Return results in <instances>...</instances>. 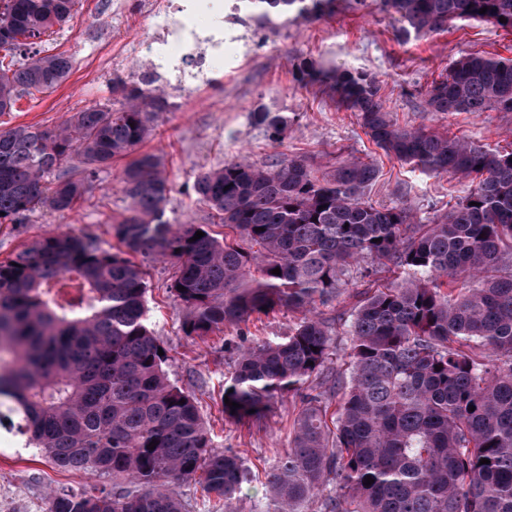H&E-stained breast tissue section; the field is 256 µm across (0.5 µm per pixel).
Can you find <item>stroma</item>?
Masks as SVG:
<instances>
[{
  "label": "stroma",
  "mask_w": 512,
  "mask_h": 512,
  "mask_svg": "<svg viewBox=\"0 0 512 512\" xmlns=\"http://www.w3.org/2000/svg\"><path fill=\"white\" fill-rule=\"evenodd\" d=\"M173 2L77 0L73 18L44 39L48 52L70 59L67 78L52 92L22 98L0 121L8 127H53L74 112L114 103V75L137 79L151 69L144 47L155 39L156 27L148 12L171 13ZM216 3V12H203L200 20L209 22L217 13L224 17L223 70H204L188 98L160 81L171 108L156 117L140 146L162 159L171 186L165 211L172 223L206 224L211 232L223 233L222 225L212 223L210 209L198 201L193 183L201 171L243 157L261 163L305 156L323 173L350 159L374 164L379 178L370 191L373 203L386 207L408 200L423 222L463 196L466 183L410 171L369 141L354 113L338 108L318 89L301 87L294 79V66L304 60L375 76L387 109L400 126L444 129L489 148L512 142V115L432 112L423 97L426 87L462 53L512 58V33L465 21L401 43L392 19L376 0L362 6L338 0L330 17L311 23L281 22L268 30L257 28L249 12L236 9V0ZM260 108L293 116L283 141H273L251 120V112ZM123 167L117 161L98 169L92 192L73 211L39 210L25 223L0 226V259L61 230L93 238L106 249H119L115 227L130 214ZM140 265L147 282L150 328L167 351L170 380L195 394L216 447L237 454L247 467L248 480L230 503V512H265L270 501L266 473L288 446L301 399L290 395L277 401L257 426L226 420L221 394L234 370L237 346L287 335L297 314L283 310L203 339L190 338L181 329L184 311L168 291L174 264L144 258ZM22 443L20 435L0 427V499L9 512H43L49 492L75 491L94 482V475L58 468L44 457L17 455Z\"/></svg>",
  "instance_id": "obj_1"
}]
</instances>
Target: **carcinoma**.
Segmentation results:
<instances>
[{
    "instance_id": "obj_1",
    "label": "carcinoma",
    "mask_w": 512,
    "mask_h": 512,
    "mask_svg": "<svg viewBox=\"0 0 512 512\" xmlns=\"http://www.w3.org/2000/svg\"><path fill=\"white\" fill-rule=\"evenodd\" d=\"M239 3L261 28L336 8V0ZM381 4L404 40L470 20L512 32V0ZM75 5L0 0V116L66 78L70 60L46 53L42 37L71 20ZM294 78L355 113L399 162L467 181L465 195L419 224L405 202L370 201L379 173L370 163L347 161L319 177L304 157L241 159L194 183L226 229L219 238L203 224L168 220L160 159L137 153L151 116L167 109L161 89L148 88L157 78L116 76L119 106L83 109L57 127H0L1 225L73 210L98 168L137 153L123 172L132 215L115 227L124 250L59 232L0 260V426L62 469L123 484L112 493L52 491L44 512H185V483L227 501L246 482L242 460L214 446L196 398L169 379L138 254L177 266L169 290L188 337L300 314L281 340L238 347L224 381V395L240 404L223 405L224 418L236 422L259 424L276 400L302 399L288 448L267 474L268 512H304L314 499V512H512V142L489 149L438 128L401 127L366 73L311 60ZM424 97L431 112L509 116L512 59L464 53ZM251 119L276 140L293 121L263 109ZM198 231L205 236L195 241ZM368 260L401 276L363 292L337 328L318 307ZM64 279L80 290L66 303ZM337 332L347 347L333 372Z\"/></svg>"
}]
</instances>
